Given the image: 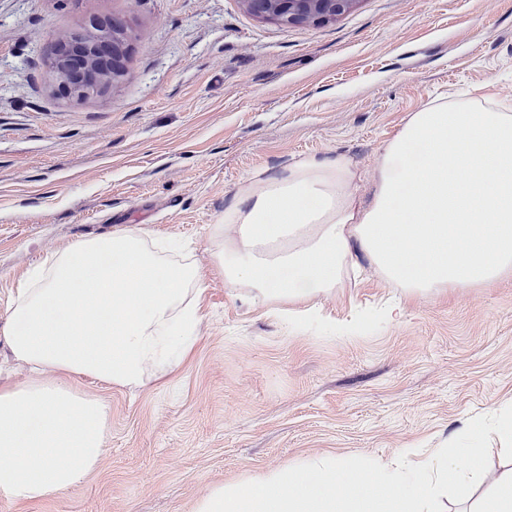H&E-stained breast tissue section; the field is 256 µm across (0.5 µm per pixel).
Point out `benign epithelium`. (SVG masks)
<instances>
[{
	"instance_id": "obj_1",
	"label": "benign epithelium",
	"mask_w": 512,
	"mask_h": 512,
	"mask_svg": "<svg viewBox=\"0 0 512 512\" xmlns=\"http://www.w3.org/2000/svg\"><path fill=\"white\" fill-rule=\"evenodd\" d=\"M243 9L284 26L318 25L353 10L359 0H240ZM132 32L121 25L105 28L91 17L82 31L55 47L51 67L63 91L88 98L118 82Z\"/></svg>"
}]
</instances>
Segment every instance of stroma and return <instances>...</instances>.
Listing matches in <instances>:
<instances>
[{
	"instance_id": "35a3bbf8",
	"label": "stroma",
	"mask_w": 512,
	"mask_h": 512,
	"mask_svg": "<svg viewBox=\"0 0 512 512\" xmlns=\"http://www.w3.org/2000/svg\"><path fill=\"white\" fill-rule=\"evenodd\" d=\"M133 30L122 79L63 97L53 45L90 17ZM512 105V0H359L283 27L239 0H0V327L19 282L78 241L137 226L182 239L203 276L194 353L104 400L100 464L79 485L0 512H192L213 485L329 456L421 459L512 405V275L406 294L373 269L293 323L226 286L214 225L257 173L344 156L368 202L382 145L434 97ZM398 306L385 323L374 311Z\"/></svg>"
}]
</instances>
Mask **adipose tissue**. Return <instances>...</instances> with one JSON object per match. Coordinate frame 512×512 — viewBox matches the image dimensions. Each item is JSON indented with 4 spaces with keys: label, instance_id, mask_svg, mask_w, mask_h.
<instances>
[{
    "label": "adipose tissue",
    "instance_id": "ef3b65f1",
    "mask_svg": "<svg viewBox=\"0 0 512 512\" xmlns=\"http://www.w3.org/2000/svg\"><path fill=\"white\" fill-rule=\"evenodd\" d=\"M343 157L247 179L210 244L252 300L307 304L368 262L416 294L491 288L512 274V109L461 91L429 101L384 143L369 203ZM203 282L175 244L136 228L78 242L20 283L4 337L27 370L0 381V496L28 504L93 472L110 428L107 385L163 378L196 347Z\"/></svg>",
    "mask_w": 512,
    "mask_h": 512
}]
</instances>
